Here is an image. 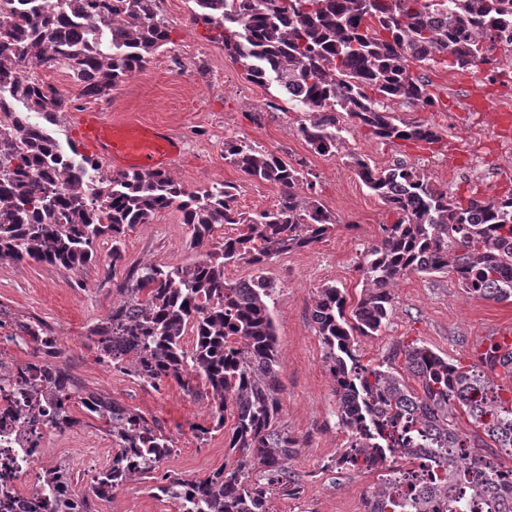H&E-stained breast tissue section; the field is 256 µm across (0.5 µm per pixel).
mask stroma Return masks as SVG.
Instances as JSON below:
<instances>
[{"mask_svg": "<svg viewBox=\"0 0 512 512\" xmlns=\"http://www.w3.org/2000/svg\"><path fill=\"white\" fill-rule=\"evenodd\" d=\"M161 14L170 41L151 56L135 75L126 77L103 98L79 97L68 70L34 69L39 82L78 97L82 110L106 121L135 120L166 125L183 142L184 154L168 176L196 191L217 183L239 188L243 212L274 206L278 185L247 178L224 159L228 138L255 143L316 174L318 200L337 219L335 230L314 248L294 250L271 260L266 275L276 285L274 321L283 385L280 423L298 444L285 468L290 486L271 485L266 512H365L368 495L381 479L378 473L341 468L338 460L347 435L336 418L334 381L312 319L318 289L333 284L352 299L364 291L357 269L360 254L377 243L382 227L396 213L373 195L345 155L357 154L384 169L405 163L424 171L435 184L459 198H497L512 192V152L504 150L496 117L504 108L497 86L480 70L467 76L443 66L425 74L439 94L434 111L400 106L406 123H428L442 134L441 142L388 143L367 128L352 126L344 134L342 157L315 153L297 135L305 114L285 108L270 112L267 92L244 76L241 65L214 42L211 30L191 21L190 0H162ZM478 86L489 105L469 104V89ZM187 227L177 209L155 214L125 239L127 263L180 266L192 261ZM98 266L62 272L33 262L0 263V305L23 317L52 326L62 352L80 383L158 424L174 440L171 454L159 470L131 477L106 501L108 512H177L174 501L156 493L165 476L201 478L230 460L226 431L197 438L193 429L210 426L209 398L185 394L176 383L152 389L112 370L97 358L90 328L106 317L120 296L104 267L112 261V242L98 241ZM395 297L388 328L379 336L358 337L354 348L362 363H375L399 344L419 342L461 365L475 362L488 337L512 336V302L477 298L458 288L445 274L410 273L393 286Z\"/></svg>", "mask_w": 512, "mask_h": 512, "instance_id": "1", "label": "stroma"}]
</instances>
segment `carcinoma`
<instances>
[{
  "label": "carcinoma",
  "instance_id": "obj_1",
  "mask_svg": "<svg viewBox=\"0 0 512 512\" xmlns=\"http://www.w3.org/2000/svg\"><path fill=\"white\" fill-rule=\"evenodd\" d=\"M192 22L218 32L224 52L248 82L277 94L266 106L305 112L301 139L319 155L339 152L343 123L369 129L383 141L433 145L439 131L407 124L394 105L431 110L432 84L414 69L438 63L454 70L490 67L512 29V0H193ZM170 41L159 0H0V93L18 116L38 120L0 124V262L30 260L60 271L97 264L95 243L112 239V270L137 225L176 208L201 258L185 266L136 264L112 275L122 300L91 329L98 359L158 389L173 380L189 395L213 401L215 427L234 420L228 448L236 454L201 479L172 478L158 490L178 512H266V485H288L284 460L296 439L279 424L282 409L273 294L265 276L277 255L309 249L337 224L315 197L311 173L241 139L224 140V159L253 181L282 192L269 210L245 213L231 183L189 192L158 171H117L104 177L92 157L73 145L64 151L49 136L72 99L44 90L35 79L14 84L18 65L67 67L84 97L102 98ZM347 163L383 204L398 214L383 226L380 243L362 254L358 271L368 289L352 303L334 285L319 288L312 311L333 377L339 425L347 433L340 463L383 472L367 512H512V486L499 481L502 456L512 457V388L490 374L512 377V344L489 342L466 367L430 348L397 346L377 364L356 355L358 336L387 328L394 281L410 273H442L470 295L512 300V194L467 201L448 194L413 166L379 169L356 154ZM304 185L308 196L296 188ZM226 226L238 227L223 235ZM245 263L255 275L225 279V268ZM195 346L182 345L187 330ZM403 356L417 387L396 368ZM16 393L51 428L77 420L79 402L112 437V465L90 488L104 497L134 474L153 472L173 440L140 414L109 413L90 402L103 397L53 371L46 400L21 376ZM465 418L468 428L461 426ZM420 463L425 486L401 490ZM261 469L262 478L252 476ZM267 483H262L261 479ZM53 490L42 512H77L54 487H70L66 471L47 473Z\"/></svg>",
  "mask_w": 512,
  "mask_h": 512
}]
</instances>
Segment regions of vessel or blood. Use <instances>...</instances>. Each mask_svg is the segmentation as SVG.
I'll return each instance as SVG.
<instances>
[{"mask_svg":"<svg viewBox=\"0 0 512 512\" xmlns=\"http://www.w3.org/2000/svg\"><path fill=\"white\" fill-rule=\"evenodd\" d=\"M76 135L84 149L118 170L161 171L182 155L179 139L165 127L112 124L95 112L80 113Z\"/></svg>","mask_w":512,"mask_h":512,"instance_id":"obj_1","label":"vessel or blood"}]
</instances>
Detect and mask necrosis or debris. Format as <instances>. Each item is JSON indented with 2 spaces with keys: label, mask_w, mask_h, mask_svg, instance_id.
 <instances>
[{
  "label": "necrosis or debris",
  "mask_w": 512,
  "mask_h": 512,
  "mask_svg": "<svg viewBox=\"0 0 512 512\" xmlns=\"http://www.w3.org/2000/svg\"><path fill=\"white\" fill-rule=\"evenodd\" d=\"M20 326L10 310L0 307V512H22L45 492L48 441L56 435L82 438L83 458L93 465L112 459L111 444L85 436L79 426L59 433L33 416L16 414L9 391L20 365L14 357L22 347Z\"/></svg>",
  "instance_id": "1"
}]
</instances>
